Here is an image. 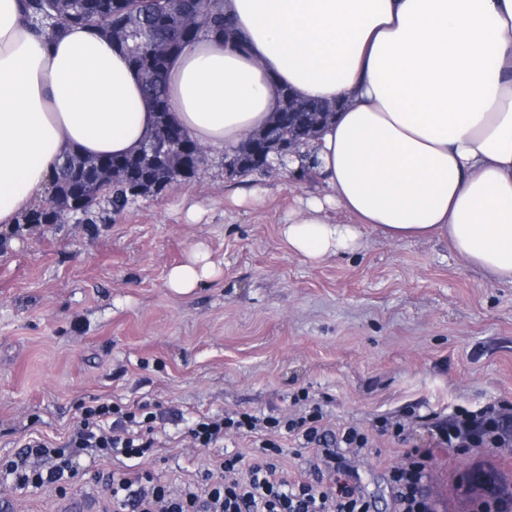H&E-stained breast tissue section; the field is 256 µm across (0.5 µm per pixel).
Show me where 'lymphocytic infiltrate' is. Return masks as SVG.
<instances>
[{
	"label": "lymphocytic infiltrate",
	"instance_id": "lymphocytic-infiltrate-1",
	"mask_svg": "<svg viewBox=\"0 0 512 512\" xmlns=\"http://www.w3.org/2000/svg\"><path fill=\"white\" fill-rule=\"evenodd\" d=\"M157 416L146 403L95 399L62 441L29 438L5 467L16 485L63 489L82 459L117 462L144 457L157 444ZM253 435L249 454L212 459L201 480L180 488L159 483L132 467H115L105 476L118 512H377L373 500L352 478L353 462L369 454L368 437L359 428L328 426L321 407L294 415L243 411L198 413L185 437L190 447L209 448L225 435ZM294 437L307 449L298 475L278 462L277 439ZM439 444L465 448L486 444L512 447V419L495 408L464 414L439 428ZM427 452L404 449L387 476L389 512H436L428 489Z\"/></svg>",
	"mask_w": 512,
	"mask_h": 512
}]
</instances>
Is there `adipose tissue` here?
<instances>
[{
	"instance_id": "ef3b65f1",
	"label": "adipose tissue",
	"mask_w": 512,
	"mask_h": 512,
	"mask_svg": "<svg viewBox=\"0 0 512 512\" xmlns=\"http://www.w3.org/2000/svg\"><path fill=\"white\" fill-rule=\"evenodd\" d=\"M241 43L203 38L173 56L170 119L233 153L283 89L338 104L310 151L323 192L281 234L321 260L387 240H447L512 285V0H225ZM155 125L126 52L97 28L31 31L0 0V226L44 197L60 158L132 152ZM350 215L339 222L337 213ZM220 273L199 247L166 286Z\"/></svg>"
}]
</instances>
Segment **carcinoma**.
<instances>
[{"label":"carcinoma","instance_id":"obj_1","mask_svg":"<svg viewBox=\"0 0 512 512\" xmlns=\"http://www.w3.org/2000/svg\"><path fill=\"white\" fill-rule=\"evenodd\" d=\"M30 18L38 21L57 16L60 23L41 26L37 31L52 35L69 24L95 26L106 32L120 27L133 35L134 42H121L130 63L137 69L143 82L146 101L156 114L155 127L139 149L123 156L128 172L106 189L112 210L120 213L135 199L162 193L177 175L161 174L153 170L148 160L149 151L165 149L163 133L171 125V105L166 86L165 71L168 58L203 36L226 41L236 35L231 20L224 14V0L203 3L201 0H29ZM298 113L302 120L306 112H329L324 103L297 98L285 89L281 105L270 123L257 133L258 143L266 140H284L288 134V111ZM105 157H85L78 153L64 156L57 167L53 195L45 203L64 206L75 198L78 180L89 179L105 165ZM47 209L36 206L22 215L21 224H47Z\"/></svg>","mask_w":512,"mask_h":512}]
</instances>
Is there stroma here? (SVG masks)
<instances>
[{"mask_svg":"<svg viewBox=\"0 0 512 512\" xmlns=\"http://www.w3.org/2000/svg\"><path fill=\"white\" fill-rule=\"evenodd\" d=\"M261 204L238 206L223 154L197 174L122 213L99 205L97 230L78 224L24 236L0 255V458L31 435L56 439L98 397L158 410L293 411L307 390L330 424L362 427L374 454L355 476L378 508L400 447L429 449L439 512H471L469 472L512 484V452L438 444L434 426L462 409L512 410V286L490 282L446 240L390 242L367 231L359 250L314 261L294 253L280 226L312 179L259 174ZM204 245L219 277L187 295L166 286L170 267ZM404 418V441L377 435ZM231 435L213 448H157L141 469L173 487L210 459L248 453ZM99 463L66 493L15 490L12 512H59L66 499L99 508Z\"/></svg>","mask_w":512,"mask_h":512,"instance_id":"1","label":"stroma"}]
</instances>
